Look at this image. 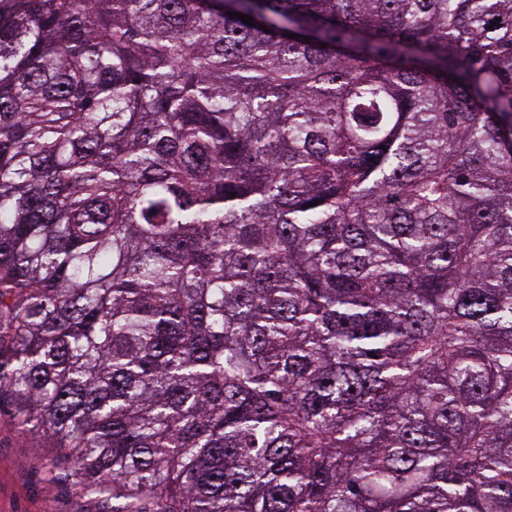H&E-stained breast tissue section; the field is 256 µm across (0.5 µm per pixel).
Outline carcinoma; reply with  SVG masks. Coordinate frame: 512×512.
<instances>
[{"label": "carcinoma", "mask_w": 512, "mask_h": 512, "mask_svg": "<svg viewBox=\"0 0 512 512\" xmlns=\"http://www.w3.org/2000/svg\"><path fill=\"white\" fill-rule=\"evenodd\" d=\"M3 398L115 512H512V0H0Z\"/></svg>", "instance_id": "1"}]
</instances>
